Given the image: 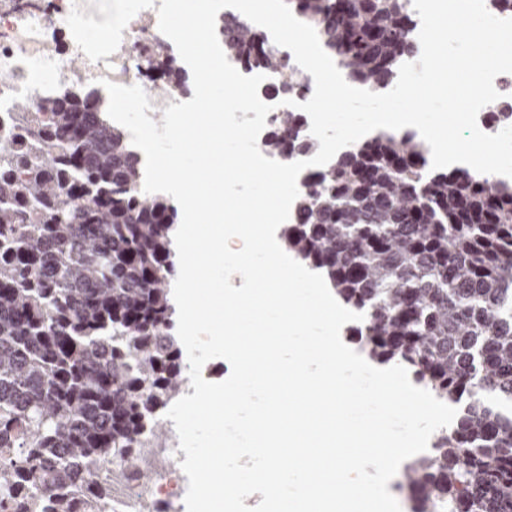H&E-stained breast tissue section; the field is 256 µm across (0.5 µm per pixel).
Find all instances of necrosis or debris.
<instances>
[{
	"instance_id": "necrosis-or-debris-1",
	"label": "necrosis or debris",
	"mask_w": 512,
	"mask_h": 512,
	"mask_svg": "<svg viewBox=\"0 0 512 512\" xmlns=\"http://www.w3.org/2000/svg\"><path fill=\"white\" fill-rule=\"evenodd\" d=\"M121 19L100 38H93L88 18L96 0H35L24 9L0 11V122L10 116L17 100L54 93L74 84L106 96L101 79L146 91L158 119L174 101L186 94L165 96L152 88L143 54L146 44L159 37L157 11L162 0H122ZM69 35L65 52L52 45L56 31ZM494 86L500 97L483 107L479 128L494 134L512 125V74L498 75ZM185 455L176 430L153 442L141 453L143 469L153 474L142 483L136 474L116 468L102 472L112 485L113 512H186L183 499L187 479L181 469Z\"/></svg>"
}]
</instances>
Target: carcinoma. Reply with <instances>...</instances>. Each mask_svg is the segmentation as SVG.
Masks as SVG:
<instances>
[{
    "mask_svg": "<svg viewBox=\"0 0 512 512\" xmlns=\"http://www.w3.org/2000/svg\"><path fill=\"white\" fill-rule=\"evenodd\" d=\"M349 79L393 88L416 53L402 0H287ZM224 49L259 71L285 59L244 21ZM162 90H188L155 40ZM266 150L319 142L284 112ZM413 133L376 134L310 175L284 249L364 311L359 349L463 405L407 465L422 512H512V187L428 169ZM139 149L98 94L68 86L16 103L0 133V512H106L113 464L140 471L143 435L189 377L170 296L177 210L141 188Z\"/></svg>",
    "mask_w": 512,
    "mask_h": 512,
    "instance_id": "1",
    "label": "carcinoma"
}]
</instances>
